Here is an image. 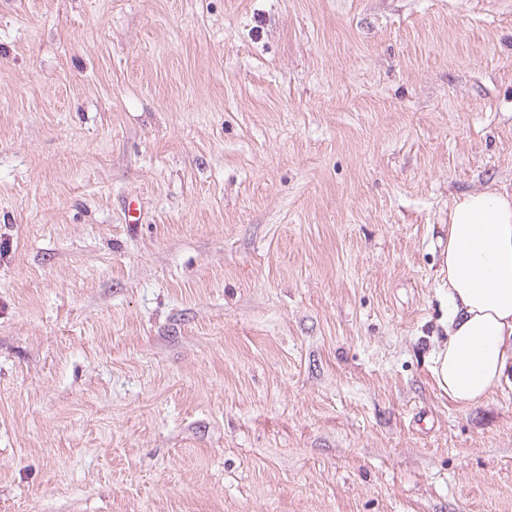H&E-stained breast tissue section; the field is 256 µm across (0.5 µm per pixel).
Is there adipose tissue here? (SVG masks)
<instances>
[{"label":"adipose tissue","instance_id":"ef3b65f1","mask_svg":"<svg viewBox=\"0 0 512 512\" xmlns=\"http://www.w3.org/2000/svg\"><path fill=\"white\" fill-rule=\"evenodd\" d=\"M443 336L431 355L438 387L467 409L512 385V191H483L448 215Z\"/></svg>","mask_w":512,"mask_h":512}]
</instances>
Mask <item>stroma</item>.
Masks as SVG:
<instances>
[{"label": "stroma", "instance_id": "obj_1", "mask_svg": "<svg viewBox=\"0 0 512 512\" xmlns=\"http://www.w3.org/2000/svg\"><path fill=\"white\" fill-rule=\"evenodd\" d=\"M501 187L512 0H0V512H512L430 361Z\"/></svg>", "mask_w": 512, "mask_h": 512}]
</instances>
